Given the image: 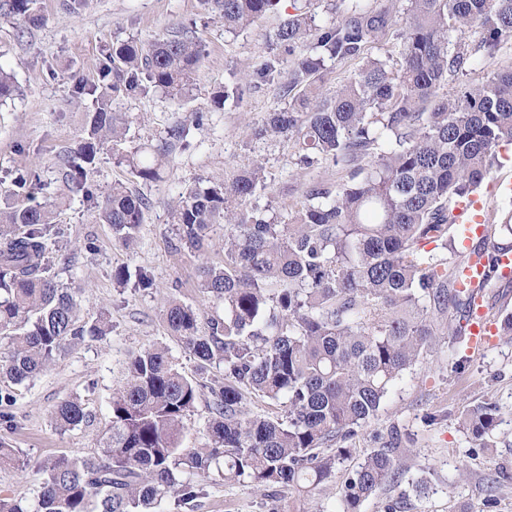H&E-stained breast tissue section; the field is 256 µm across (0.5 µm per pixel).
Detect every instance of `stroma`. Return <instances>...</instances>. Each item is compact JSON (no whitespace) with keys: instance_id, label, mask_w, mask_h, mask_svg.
<instances>
[{"instance_id":"1","label":"stroma","mask_w":512,"mask_h":512,"mask_svg":"<svg viewBox=\"0 0 512 512\" xmlns=\"http://www.w3.org/2000/svg\"><path fill=\"white\" fill-rule=\"evenodd\" d=\"M369 4L390 11L383 33L368 45L369 55L399 63L398 12L406 0H369ZM36 7L46 18L41 27L0 22V68L13 73L22 90L14 101L0 106V201L21 170L35 172L40 180L37 201L52 200L62 189L64 160L81 136L91 107L90 99L72 97L69 77H95L103 52L113 42L131 37L147 42L186 24L202 39L205 56L188 104L153 92L138 99L119 98L112 105L130 126L124 145L128 151L156 145L172 126L189 125L186 140L175 143L159 179L132 177L111 151H103L91 175V195L71 194L58 213L50 253L54 278L77 289L79 323H92L104 314L112 329L102 338L65 349L33 380L15 384L0 378V436L17 456L14 464L0 466V495L26 503L41 480L37 467L42 461L96 454L110 424L112 394L123 384L131 354L163 346L177 358L184 374L197 372L196 360L169 334L163 310L174 299L195 308L204 322L222 314V304L199 287L197 268L204 260L223 262L224 230L216 228L204 257L175 252L171 211L180 193L198 181L222 184L259 162L266 174L259 200L276 221L284 223L301 208L311 182L335 185L349 177L348 169L330 163L301 164L293 139L252 136L253 127L261 125L268 112L286 106L288 99L279 85L251 87L236 106L218 109L211 102L212 92L229 73H249L257 61L276 55L275 20L233 35L225 32L223 19L201 0H84L79 8L73 0H37ZM452 38L477 63L450 78L439 96L452 95L512 65V40L502 42L489 57L478 50V29H462ZM500 154V167L479 192L494 223L512 212V192L500 193L493 187L497 181L512 183V145L501 147ZM118 180L149 202L138 237L127 247L115 241L111 225L92 204ZM119 266L148 269L154 288L114 287L112 271ZM72 398L82 402L88 417L78 426L59 428L52 413ZM485 402L501 407L503 422L496 448L475 452L459 432L457 417ZM393 429L410 436L417 453L406 459L401 483L383 485L363 503L362 512H387L398 502L403 505L401 512H512V342L496 337L480 355L445 346L427 355L394 385L378 417L349 441L352 462L362 461L373 450L374 433ZM427 474L432 477L428 497L401 498V491ZM202 484L203 494L190 507L169 500L159 512H338L340 508L337 478L320 491L301 496L274 495L248 483L229 484L215 472Z\"/></svg>"}]
</instances>
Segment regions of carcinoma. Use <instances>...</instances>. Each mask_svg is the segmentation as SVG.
<instances>
[{"instance_id": "carcinoma-1", "label": "carcinoma", "mask_w": 512, "mask_h": 512, "mask_svg": "<svg viewBox=\"0 0 512 512\" xmlns=\"http://www.w3.org/2000/svg\"><path fill=\"white\" fill-rule=\"evenodd\" d=\"M224 19L227 32L245 31L281 14V0H203ZM402 17L401 64L368 57L332 96L319 93L325 59L363 54L387 23L386 13L363 0H338L327 27L314 23L322 0H299L273 33L290 57L283 93L287 107L268 113L257 137H292L300 162H331L350 170L351 182L306 189L307 203L279 224L257 202L263 167L241 170L222 185L197 182L173 209L178 249L203 254L213 227L224 223V262L201 263L199 286L223 304L224 317L198 330L199 313L172 300L164 310L171 335L198 361V377L184 375L164 347L133 354L123 385L113 393L111 421L98 456H58L43 462L34 503L0 497V512H147L164 500L186 505L201 493L192 477L213 468L227 483H250L310 492L336 475L351 457L347 440L378 416L397 380L433 352L446 336L466 343L470 297L458 288V266L425 250H448L454 241L453 210L474 194L498 166L497 148L512 143V67L465 85L455 96L437 89L468 62L451 34L464 27L482 32L479 48L494 54L512 39V0H407ZM0 19L39 27L44 17L33 0H3ZM312 52L296 54L299 44ZM202 41L180 25L153 41L112 44L88 81L71 76L72 94L92 97L84 136L67 157L65 189L52 202L36 203L31 184L16 176L12 203L0 207V375L23 383L45 370L67 346L104 336L106 314L77 325L72 289L49 272L50 227L69 194L92 195L88 176L104 144L118 163L153 181L168 162L169 148L187 138L182 124L147 153L124 154L127 123L112 111L119 97L151 91L185 100L204 57ZM281 58L265 59L241 77L231 73L213 96L221 108L238 103L256 80L281 77ZM18 93L0 69V103ZM148 201L115 182L97 203L115 239H136ZM512 235V215L484 225L478 250L487 259L503 251L496 238ZM118 288L148 291L153 275L139 268L112 271ZM224 368V382L207 385V368ZM206 400L208 442L182 445L184 421ZM283 404L274 416L245 412L249 396ZM61 428L86 418L77 399L54 412ZM502 423L501 408L484 403L457 417L472 448L488 450ZM378 448L345 470L339 512H360L385 482H397L412 440L391 431L373 435Z\"/></svg>"}]
</instances>
